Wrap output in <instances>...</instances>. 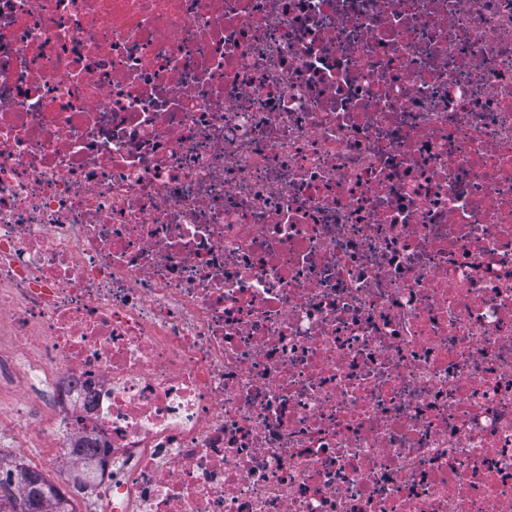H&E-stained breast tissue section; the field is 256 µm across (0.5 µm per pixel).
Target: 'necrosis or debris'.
Listing matches in <instances>:
<instances>
[{"label":"necrosis or debris","mask_w":512,"mask_h":512,"mask_svg":"<svg viewBox=\"0 0 512 512\" xmlns=\"http://www.w3.org/2000/svg\"><path fill=\"white\" fill-rule=\"evenodd\" d=\"M3 336L77 512H512V0H0Z\"/></svg>","instance_id":"1"}]
</instances>
